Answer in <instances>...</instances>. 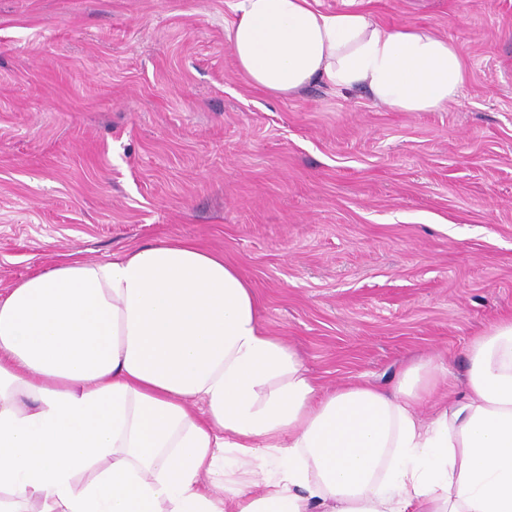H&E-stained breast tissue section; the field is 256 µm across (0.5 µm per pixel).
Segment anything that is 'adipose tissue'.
I'll use <instances>...</instances> for the list:
<instances>
[{
    "label": "adipose tissue",
    "instance_id": "1",
    "mask_svg": "<svg viewBox=\"0 0 512 512\" xmlns=\"http://www.w3.org/2000/svg\"><path fill=\"white\" fill-rule=\"evenodd\" d=\"M235 13L236 66L276 96L321 81L434 112L468 80L456 46L418 26L314 0ZM467 359L445 400L430 362L389 392L324 389L222 254L74 251L0 290V512H512V317Z\"/></svg>",
    "mask_w": 512,
    "mask_h": 512
}]
</instances>
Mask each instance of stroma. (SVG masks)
Segmentation results:
<instances>
[{"label":"stroma","instance_id":"1","mask_svg":"<svg viewBox=\"0 0 512 512\" xmlns=\"http://www.w3.org/2000/svg\"><path fill=\"white\" fill-rule=\"evenodd\" d=\"M237 0H0V289L73 250L222 252L320 385L390 390L512 315V0H318L448 38L440 112L250 87Z\"/></svg>","mask_w":512,"mask_h":512}]
</instances>
